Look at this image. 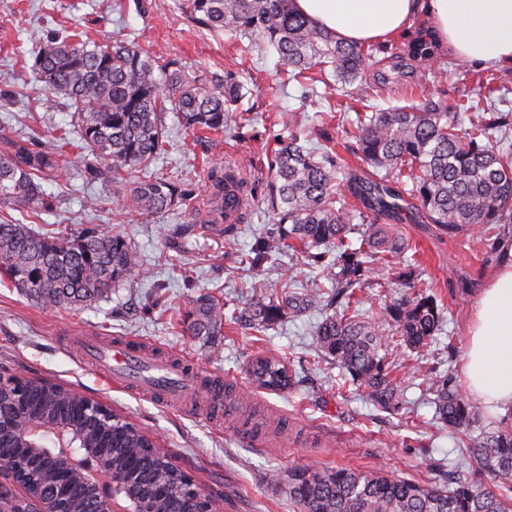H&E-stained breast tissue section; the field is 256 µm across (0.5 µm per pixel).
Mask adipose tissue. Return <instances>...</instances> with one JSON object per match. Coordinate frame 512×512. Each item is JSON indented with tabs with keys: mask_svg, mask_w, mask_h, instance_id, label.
<instances>
[{
	"mask_svg": "<svg viewBox=\"0 0 512 512\" xmlns=\"http://www.w3.org/2000/svg\"><path fill=\"white\" fill-rule=\"evenodd\" d=\"M299 13L347 43L380 41L417 13L438 42L467 62L512 66V0H294ZM469 393L494 413L512 412V264L477 297L464 352Z\"/></svg>",
	"mask_w": 512,
	"mask_h": 512,
	"instance_id": "ef3b65f1",
	"label": "adipose tissue"
}]
</instances>
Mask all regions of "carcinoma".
Here are the masks:
<instances>
[{
	"label": "carcinoma",
	"instance_id": "1",
	"mask_svg": "<svg viewBox=\"0 0 512 512\" xmlns=\"http://www.w3.org/2000/svg\"><path fill=\"white\" fill-rule=\"evenodd\" d=\"M193 19L209 29L227 31L276 51L281 65L300 82L316 81L332 69L345 89L363 79L367 54L347 44L297 12L292 0H187ZM438 54L434 39L420 36L408 55L431 60ZM34 80L48 92L44 105L68 102L82 149L80 176L88 183L112 187L110 201L121 211L165 213L184 205L189 193L164 177L143 176L164 153V119L177 114L181 125L200 137L222 132L234 122L232 106L242 84L223 78L185 73L177 63L135 42L99 46L82 31H70L40 42L30 66ZM459 106L424 98L383 112L356 113L353 138L362 161L370 168L360 177L339 156L310 149L292 133L276 142L268 160L269 204L290 248L324 263L326 277L336 278L341 308L317 328V350L336 362L345 380L363 388L371 402L397 410L400 393L386 362L387 335L356 308V292L364 285L386 293L390 281L368 277L377 268H403L396 279L407 296L384 308L385 320L413 350L429 345L442 327L433 296L421 290L407 238L394 225L424 218L448 235L470 231L484 238L494 224H512V155L494 149L492 134L512 126V115L494 112L472 129L460 125ZM64 145L55 142L34 151L10 142L0 152V208L21 209L39 219L55 206L42 182L61 163ZM411 182L403 197L399 179ZM206 223H224V193L236 183L230 167L208 169ZM357 201L349 207L346 196ZM372 218L359 247L347 235L354 221ZM137 266V253L119 235L87 227L75 236L41 234L20 222H0V277L36 306L81 309L96 304ZM325 293L308 285L281 292L264 282L237 319L254 330L288 316L297 317L324 302ZM224 327V304L200 298L188 330L211 336ZM250 375L259 387L283 392L293 384L285 360L257 357ZM27 394L23 414L70 427L80 443L95 449L106 463L133 467L162 510L198 512L187 489L190 477L170 466V456L131 422L104 409L87 396L40 377L17 380ZM436 417L450 429H463L475 410L453 384L436 381ZM467 453L476 475L446 485L388 476L352 468H303L291 476L289 494L303 512H512V423H500L470 440ZM30 494L51 491L57 468L35 448L17 454ZM68 512H90L81 478H75Z\"/></svg>",
	"mask_w": 512,
	"mask_h": 512
}]
</instances>
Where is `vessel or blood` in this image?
<instances>
[{
    "instance_id": "obj_1",
    "label": "vessel or blood",
    "mask_w": 512,
    "mask_h": 512,
    "mask_svg": "<svg viewBox=\"0 0 512 512\" xmlns=\"http://www.w3.org/2000/svg\"><path fill=\"white\" fill-rule=\"evenodd\" d=\"M247 187L238 184L226 196L224 221L241 223L247 209ZM89 353L102 367L104 378L122 387H132L141 393L157 396L170 403H182L193 395L195 380L182 366L157 356L150 349L135 347L122 342H91ZM210 406L240 420H251L247 404L227 398L221 387H214L210 394Z\"/></svg>"
}]
</instances>
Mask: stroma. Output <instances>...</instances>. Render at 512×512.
Returning <instances> with one entry per match:
<instances>
[{
    "label": "stroma",
    "instance_id": "stroma-1",
    "mask_svg": "<svg viewBox=\"0 0 512 512\" xmlns=\"http://www.w3.org/2000/svg\"><path fill=\"white\" fill-rule=\"evenodd\" d=\"M183 0H0V128L37 148L72 131L66 101L43 105L28 63L40 39L79 30L101 44L130 40L174 59L189 74L235 73L244 85L236 103V124L223 135L196 141L179 126L175 113L165 119L167 152L158 173L172 175L193 192L189 205L163 214L117 212L111 205L89 209L103 185L78 175L82 155L68 148L69 164L47 190L56 196L53 213L34 221L35 229L75 235L95 224L123 236L136 249L139 265L108 295L82 310L42 309L16 289L0 285V366L10 373L41 376L108 404L142 429L198 485L221 492L223 512H300L288 495L291 470L347 467L391 476L449 479L471 471L463 447L468 437L496 425L500 417L485 408L465 431L449 429L435 416V383L454 377L464 384L467 330L480 289L500 267L496 248H512V224L496 225L490 240L466 232L456 236L437 225L405 222L396 230L417 243L416 273L429 286L443 312V331L422 350L392 338L386 352L402 394L398 412L376 408L366 392L344 384L333 361L315 348V331L331 308L317 307L256 331L232 315L249 301L252 284H283L317 279L316 269L296 262L288 246L255 266L240 263L273 229L262 198L267 193V156L286 139V120L296 115L309 129V143L342 151L346 128L356 113L382 111L421 97L465 104L464 125L491 111H512V68L495 70L497 91L486 100L478 88L482 69L458 61L445 48L433 61L408 57L409 41L431 30L425 15L414 16L405 31L367 45L372 61L389 73L386 84L367 81L357 95L317 84L288 81L271 50L241 53L238 38L211 32L182 8ZM234 164L248 186V212L242 223L224 229L204 223L207 163ZM224 303L221 335L195 336L183 327L199 298ZM84 336L131 340L174 360L192 364L200 389L215 381L236 397L252 399L264 444L245 442L237 426L215 413L206 400L184 411L157 404L143 394L107 382L80 342ZM259 355L286 359L295 386L272 393L257 386L249 365Z\"/></svg>",
    "mask_w": 512,
    "mask_h": 512
}]
</instances>
